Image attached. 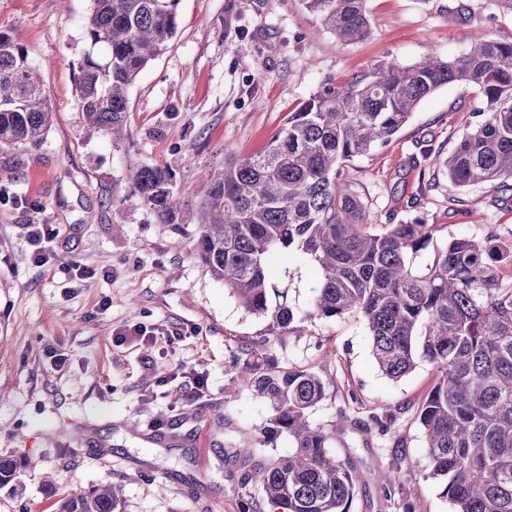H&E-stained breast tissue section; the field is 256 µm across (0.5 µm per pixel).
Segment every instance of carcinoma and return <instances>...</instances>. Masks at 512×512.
<instances>
[{
  "label": "carcinoma",
  "mask_w": 512,
  "mask_h": 512,
  "mask_svg": "<svg viewBox=\"0 0 512 512\" xmlns=\"http://www.w3.org/2000/svg\"><path fill=\"white\" fill-rule=\"evenodd\" d=\"M344 44L370 34L366 0H304ZM179 0H92L90 45L76 93L85 124L118 139L128 88L168 49ZM462 83L481 94L475 127L448 154V181L465 188L512 179V41L480 39L455 58L433 53L402 66L377 65L345 83H326L304 101L253 156H231L210 176L196 212V258L272 335L300 332L319 319L357 314L380 371L400 379L426 362L437 380L418 413L430 476L454 512H512V241L437 240L439 224L413 219L369 230L367 204L342 180L343 163L390 140L417 104ZM52 112L23 45L0 31V147L39 148ZM131 194L162 224L179 223L184 194L173 166L142 167ZM318 268L304 309L274 285L288 264ZM249 378L272 415L236 454L288 436V451L256 471L268 501L282 512H350V465L329 447L330 433L309 421L324 397L310 369L281 370L247 357ZM58 512H123L114 485L68 491Z\"/></svg>",
  "instance_id": "obj_1"
}]
</instances>
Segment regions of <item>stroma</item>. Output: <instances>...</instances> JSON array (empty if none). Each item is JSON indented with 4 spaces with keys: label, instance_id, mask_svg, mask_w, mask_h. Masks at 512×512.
<instances>
[{
    "label": "stroma",
    "instance_id": "1",
    "mask_svg": "<svg viewBox=\"0 0 512 512\" xmlns=\"http://www.w3.org/2000/svg\"><path fill=\"white\" fill-rule=\"evenodd\" d=\"M90 8L0 0V30L25 47L54 112L39 149L0 148V458L21 462L23 486L0 489V512H56L63 491L106 481L122 487L125 512H278L253 474L287 437L247 461L235 453L271 414L233 373L258 346L279 367L322 379L309 419L352 467L350 512H453L416 421L432 366L388 379L354 315L268 337L267 320L196 259L195 210L225 157L263 152L327 80L451 58L481 36L510 41L512 14L495 0H366L370 36L343 45L302 0H180L177 33L131 86L116 142L87 130L76 95ZM478 103L476 88L446 85L389 142L344 163L372 229L419 218L445 237H512V189L453 187L441 165ZM168 164L187 192L178 231L130 193L138 168ZM31 224L58 230L47 264L34 260ZM75 264L92 278L69 282ZM138 323L155 329L152 342L114 343ZM192 369L207 380L199 396Z\"/></svg>",
    "mask_w": 512,
    "mask_h": 512
}]
</instances>
